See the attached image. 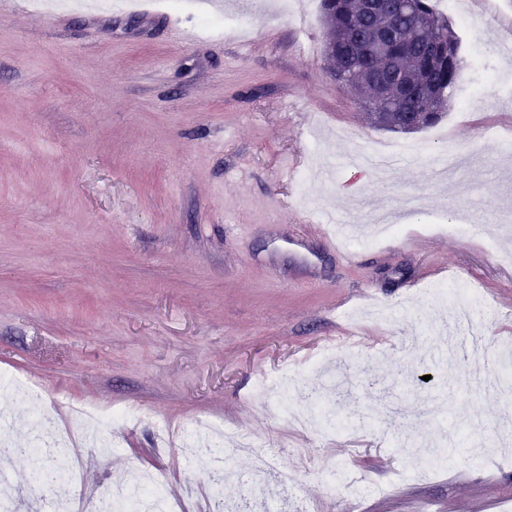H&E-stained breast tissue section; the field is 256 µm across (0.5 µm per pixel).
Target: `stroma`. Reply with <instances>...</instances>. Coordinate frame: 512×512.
Returning <instances> with one entry per match:
<instances>
[{
  "label": "stroma",
  "instance_id": "1",
  "mask_svg": "<svg viewBox=\"0 0 512 512\" xmlns=\"http://www.w3.org/2000/svg\"><path fill=\"white\" fill-rule=\"evenodd\" d=\"M277 0H189L180 11L153 0L150 14L111 0H0V372L39 384L63 429L73 404L142 409L112 424L111 459L75 440L83 482L160 470L167 492L206 487L213 462L186 463L163 443L158 423L180 430L218 420L279 454H307L297 473L302 499L319 512H496L512 499V459L471 465L452 448L447 471L417 480L400 440L434 446L478 416L492 439L512 433L498 396L449 384L430 356L426 288L454 281L478 289L468 325L449 327L465 361L494 358L512 342V263L478 237L431 230L434 216L464 207L512 228V62L495 48L512 37L507 0H459L448 19L464 59L481 45L477 105L452 101L435 125L413 133L375 128L355 93L324 66L328 32L308 29ZM243 12V23L210 28L207 17ZM269 37L254 35L258 25ZM451 133L460 167L440 172L434 152ZM427 143L408 168L351 176L347 157L373 143ZM409 194L421 213L369 247L327 224L354 202L388 209ZM374 302L388 319L348 320ZM329 376L345 390L338 419L351 431L320 441L296 429L258 380L304 372L332 336ZM7 436L19 455L17 483L28 512L69 488L34 484L39 460L25 454L31 430ZM330 458L365 472L386 495L329 489Z\"/></svg>",
  "mask_w": 512,
  "mask_h": 512
}]
</instances>
